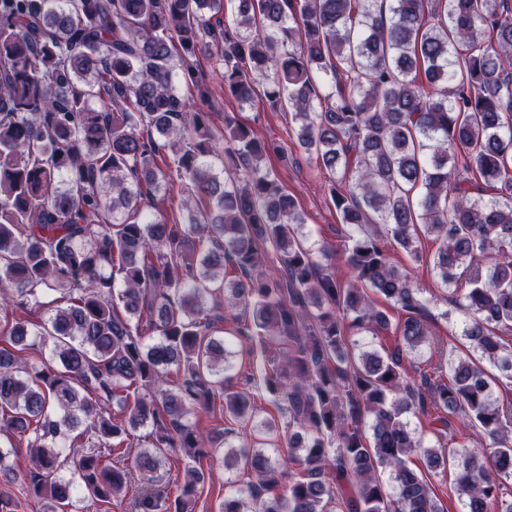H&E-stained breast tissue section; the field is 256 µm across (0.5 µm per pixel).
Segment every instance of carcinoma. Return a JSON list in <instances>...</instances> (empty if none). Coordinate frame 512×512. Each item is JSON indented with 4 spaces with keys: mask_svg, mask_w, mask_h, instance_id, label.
<instances>
[{
    "mask_svg": "<svg viewBox=\"0 0 512 512\" xmlns=\"http://www.w3.org/2000/svg\"><path fill=\"white\" fill-rule=\"evenodd\" d=\"M203 51L239 105L257 98L258 74L265 103L292 109L288 138L329 173L351 230L350 285L325 272L329 250L305 246L306 215L265 167L284 148L229 112L216 133L178 93L207 95ZM174 189L181 223L151 205ZM421 233L441 241L433 269L464 336L512 381L498 335L512 330L507 0H0V477L41 512L109 504L136 477L133 512H194L203 460L223 448L224 467L244 466L220 512H445L429 474L453 461L464 512H512V407L491 399L485 371L460 358L447 382L407 380L404 355L431 323L387 243L418 261ZM373 293L402 314L396 344L356 357L349 329L391 328ZM47 294L56 306L31 329L23 314ZM226 314L261 357L247 379L288 415L283 433L252 428L274 435L269 448L189 418L255 416L233 384L236 352L214 337ZM36 339L52 356L38 366L21 361ZM409 412L478 427L484 449L438 452ZM141 428L130 468L121 447ZM17 439L23 470L9 461ZM168 455L184 462L175 496ZM69 464L77 477L62 475Z\"/></svg>",
    "mask_w": 512,
    "mask_h": 512,
    "instance_id": "1",
    "label": "carcinoma"
}]
</instances>
